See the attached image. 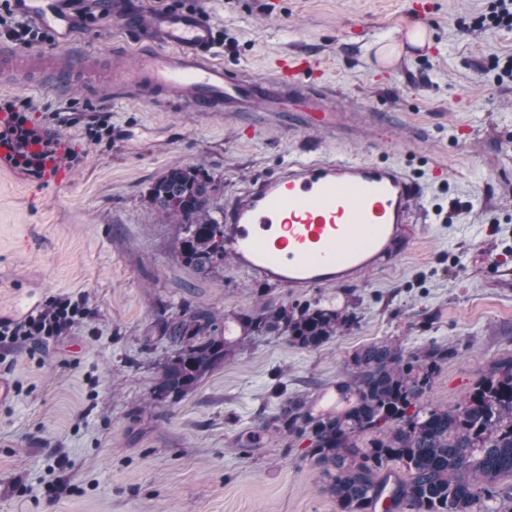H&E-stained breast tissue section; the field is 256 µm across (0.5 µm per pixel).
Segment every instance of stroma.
I'll return each instance as SVG.
<instances>
[{
  "label": "stroma",
  "instance_id": "1",
  "mask_svg": "<svg viewBox=\"0 0 512 512\" xmlns=\"http://www.w3.org/2000/svg\"><path fill=\"white\" fill-rule=\"evenodd\" d=\"M213 21L216 56L260 77L279 53L319 58L341 112H375L342 145L258 112L202 115L114 99L74 85L0 88V101L50 112L77 154L69 188H37L34 176L0 168V308L15 289L42 299L85 296L90 314L59 340L0 348V512H337L308 441L271 429L286 399L318 402L359 347L400 341L450 354L429 399L459 402L493 361L512 356V82L482 65L512 55V30L476 34L460 20L486 0H188ZM124 23L81 26L71 44L35 53L91 51L101 77L113 62L137 64L157 0H126ZM427 32L411 45L413 26ZM106 113L111 137L87 124ZM388 161L423 188L430 222L417 250L356 282L287 288L226 259L210 276L184 263L182 231L152 210L151 185L166 170L204 165L222 210L250 179L300 156ZM467 209L445 221L451 199ZM505 256L489 265V254ZM317 303L357 316L352 330L316 350L275 333L244 334L239 314ZM185 306L233 329L231 355L179 398L157 401L158 371L177 347L159 325ZM72 467L59 471L57 458Z\"/></svg>",
  "mask_w": 512,
  "mask_h": 512
}]
</instances>
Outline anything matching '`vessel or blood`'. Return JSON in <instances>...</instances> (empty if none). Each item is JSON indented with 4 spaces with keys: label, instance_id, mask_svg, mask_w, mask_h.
I'll use <instances>...</instances> for the list:
<instances>
[{
    "label": "vessel or blood",
    "instance_id": "vessel-or-blood-1",
    "mask_svg": "<svg viewBox=\"0 0 512 512\" xmlns=\"http://www.w3.org/2000/svg\"><path fill=\"white\" fill-rule=\"evenodd\" d=\"M13 10L57 38L78 26L70 0H11ZM215 29L199 9L178 6L154 15L130 72L113 76L115 96L175 102L187 112H296L303 129L336 136L332 96L320 62L285 54L264 79L228 70L213 49ZM99 62L24 54L0 45V81L64 88L98 82ZM422 188L390 162L310 152L260 175L224 206V247L238 268L290 288H324L360 279L411 253L424 232Z\"/></svg>",
    "mask_w": 512,
    "mask_h": 512
}]
</instances>
